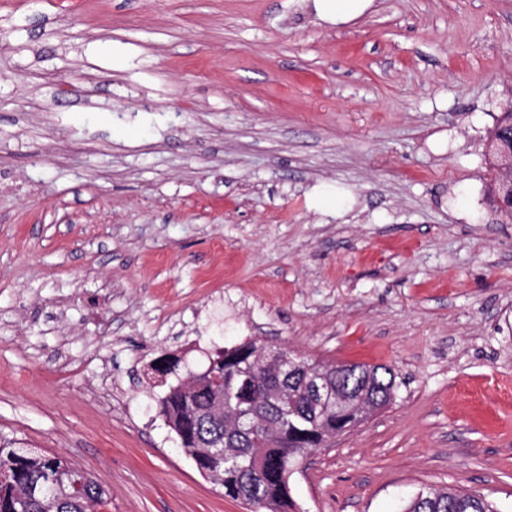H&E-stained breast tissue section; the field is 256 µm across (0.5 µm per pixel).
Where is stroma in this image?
<instances>
[{"label":"stroma","instance_id":"1","mask_svg":"<svg viewBox=\"0 0 512 512\" xmlns=\"http://www.w3.org/2000/svg\"><path fill=\"white\" fill-rule=\"evenodd\" d=\"M512 0H0V434L107 512H247L159 413L162 353L245 341L397 374L297 512L425 488L512 512V218L487 131ZM372 0H313L317 15L332 23L341 24L361 15Z\"/></svg>","mask_w":512,"mask_h":512}]
</instances>
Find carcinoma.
I'll list each match as a JSON object with an SVG mask.
<instances>
[{
	"mask_svg": "<svg viewBox=\"0 0 512 512\" xmlns=\"http://www.w3.org/2000/svg\"><path fill=\"white\" fill-rule=\"evenodd\" d=\"M512 132V102L489 138ZM256 341L218 350L208 367L187 377L159 400V413L200 474L224 496L253 512H290L289 478L296 463L327 440L358 426L377 405L391 404L396 375L385 365L323 364L332 403L317 407L302 380L288 386V403L270 405L281 386L272 369L253 358ZM224 402V417L216 407ZM246 427L235 428V419ZM222 445L230 458L215 454ZM109 493L91 473L54 454L0 434V512H100ZM404 512H497L494 503L466 490L419 492Z\"/></svg>",
	"mask_w": 512,
	"mask_h": 512,
	"instance_id": "cac0c4a2",
	"label": "carcinoma"
}]
</instances>
